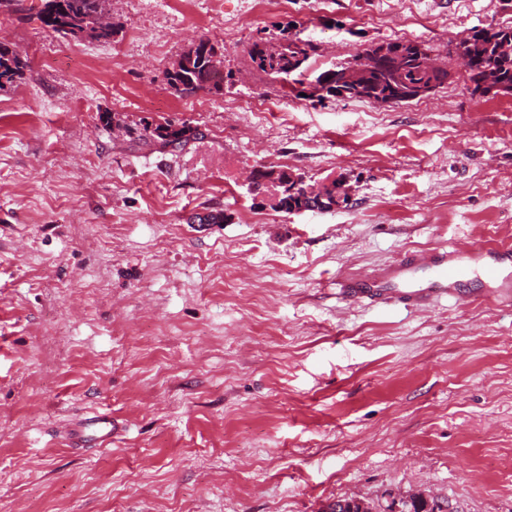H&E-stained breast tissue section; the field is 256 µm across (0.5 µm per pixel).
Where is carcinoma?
Here are the masks:
<instances>
[{
  "label": "carcinoma",
  "instance_id": "carcinoma-1",
  "mask_svg": "<svg viewBox=\"0 0 512 512\" xmlns=\"http://www.w3.org/2000/svg\"><path fill=\"white\" fill-rule=\"evenodd\" d=\"M105 0H44L39 11L45 28L62 36L81 38L85 29L105 14ZM424 46L413 41H395L375 45L363 52L373 61L367 74L357 81L346 77L344 65L320 72L315 79L326 96H345L379 104L395 91L424 87L431 81L448 77V69L440 67L430 75L421 66L419 55ZM316 46L306 43L300 46L294 36L285 30L254 39L246 50L250 68L270 81L284 82L293 75H303V70L293 69L300 54L312 56ZM455 53L468 57V80L479 89L492 78L512 85V27L475 31L455 47ZM182 66L174 73H167L169 87L177 94L199 90L220 92L224 82L232 79V72H224V57L211 39L201 37L181 55ZM29 67L15 45L0 39V89L23 76ZM195 135L190 128H175L170 124L156 126L151 136L172 148H179ZM281 180L282 208L288 212L299 205L301 190L286 180V172L278 175Z\"/></svg>",
  "mask_w": 512,
  "mask_h": 512
}]
</instances>
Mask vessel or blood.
<instances>
[{
	"label": "vessel or blood",
	"instance_id": "b4317fda",
	"mask_svg": "<svg viewBox=\"0 0 512 512\" xmlns=\"http://www.w3.org/2000/svg\"><path fill=\"white\" fill-rule=\"evenodd\" d=\"M512 267L511 244L439 247L407 254L368 278L351 283L354 297L379 299L388 295L420 305L434 296H453L469 277L497 288L507 287L503 272Z\"/></svg>",
	"mask_w": 512,
	"mask_h": 512
}]
</instances>
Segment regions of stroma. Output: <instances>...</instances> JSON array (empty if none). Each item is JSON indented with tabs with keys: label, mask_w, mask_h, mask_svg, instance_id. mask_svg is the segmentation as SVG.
I'll use <instances>...</instances> for the list:
<instances>
[{
	"label": "stroma",
	"mask_w": 512,
	"mask_h": 512,
	"mask_svg": "<svg viewBox=\"0 0 512 512\" xmlns=\"http://www.w3.org/2000/svg\"><path fill=\"white\" fill-rule=\"evenodd\" d=\"M42 0L0 8L29 61L0 90V512H323L425 490L512 512V305L480 283L421 309L337 292L413 250L512 242V94L474 92L451 45L512 0H107L111 42ZM307 76L416 41L452 77L381 105L321 102L244 67L261 31ZM205 36L233 79L179 96ZM196 128L178 150L141 141ZM344 176L347 208L288 214L259 166ZM223 213L220 224L195 214ZM109 414L111 443H76Z\"/></svg>",
	"instance_id": "stroma-1"
}]
</instances>
